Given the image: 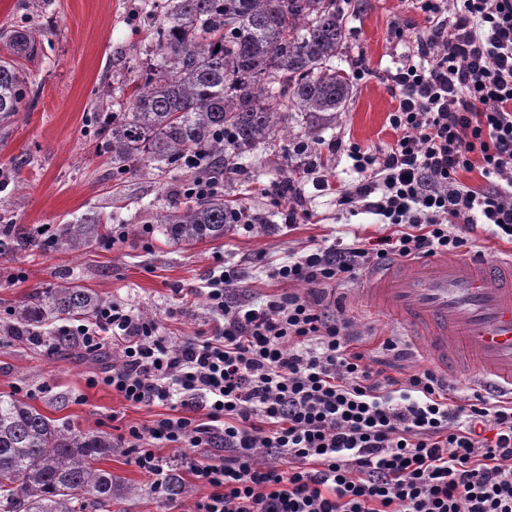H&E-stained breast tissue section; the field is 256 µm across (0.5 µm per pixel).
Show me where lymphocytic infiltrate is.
<instances>
[{
	"instance_id": "lymphocytic-infiltrate-1",
	"label": "lymphocytic infiltrate",
	"mask_w": 512,
	"mask_h": 512,
	"mask_svg": "<svg viewBox=\"0 0 512 512\" xmlns=\"http://www.w3.org/2000/svg\"><path fill=\"white\" fill-rule=\"evenodd\" d=\"M420 9L412 55L387 74L394 145L381 155L328 145L360 175L343 204L392 233L277 267L308 290L259 305L234 299L239 274L221 271L206 297L222 324L176 346L115 303L57 329L88 355L121 349L88 385L164 407L117 436L154 492L170 493L158 451L176 447L202 492L195 512H512V401L449 403L445 376L412 366L398 339L373 358L355 352L327 291L390 259L459 251L481 224L512 240V0H457L449 18L442 0ZM473 170L482 184L461 189L460 172Z\"/></svg>"
}]
</instances>
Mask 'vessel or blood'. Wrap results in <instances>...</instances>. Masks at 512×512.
<instances>
[{"label":"vessel or blood","instance_id":"obj_1","mask_svg":"<svg viewBox=\"0 0 512 512\" xmlns=\"http://www.w3.org/2000/svg\"><path fill=\"white\" fill-rule=\"evenodd\" d=\"M369 301L426 341L435 368L466 376L481 395H512V252L494 263L476 254L387 262Z\"/></svg>","mask_w":512,"mask_h":512}]
</instances>
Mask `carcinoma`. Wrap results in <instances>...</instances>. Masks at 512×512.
Instances as JSON below:
<instances>
[{"mask_svg": "<svg viewBox=\"0 0 512 512\" xmlns=\"http://www.w3.org/2000/svg\"><path fill=\"white\" fill-rule=\"evenodd\" d=\"M336 0H168L153 30L150 62L122 112L106 118L112 160L140 159L185 167L201 151L225 163L224 133L248 148L288 124L283 97L296 112H342L353 84L334 65L346 40ZM27 76L0 56V118L30 108ZM169 239H221L233 224L219 195L189 193L157 215ZM97 220L67 224L59 240L72 249L91 241ZM104 301L72 285L36 292L13 312V329L78 318ZM117 444L103 431L56 423L31 403L0 397V512H94L112 505L120 481L98 467Z\"/></svg>", "mask_w": 512, "mask_h": 512, "instance_id": "1", "label": "carcinoma"}]
</instances>
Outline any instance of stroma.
Here are the masks:
<instances>
[{"instance_id": "1", "label": "stroma", "mask_w": 512, "mask_h": 512, "mask_svg": "<svg viewBox=\"0 0 512 512\" xmlns=\"http://www.w3.org/2000/svg\"><path fill=\"white\" fill-rule=\"evenodd\" d=\"M165 0H0V54L15 34L32 37L38 57L23 61L38 91L33 107L0 121V225L33 236L39 225L58 234L62 225L87 214L102 218L89 245L43 252L40 244L0 256V396L27 399L61 423L111 432L113 426H148L158 408L134 406L111 390L88 387L98 363L74 347L48 353L52 325L38 328L41 343L11 335V311L37 291L76 284L104 301L149 316L169 343L212 329L205 290L220 267L237 269L240 292L252 301L276 292H303L304 283L279 280L276 266L303 252L353 238L389 234L378 216L341 205V194L358 179L347 153L331 154L340 139L382 154L395 136L389 115L398 105L386 79L389 68L411 47L423 16L413 0H337L347 16V38L336 66L353 72L363 60L368 73L336 116L293 113L289 129L244 152L227 149L218 191L226 204L244 207L264 224H236L224 238L192 245L173 242L157 212L191 188L188 172L155 162L130 168L112 162L102 121L118 110L131 91L141 62L153 48V24L164 18ZM403 36H395L396 27ZM317 163L328 180L318 190L307 169ZM294 182L307 216L283 224L267 189ZM122 233L115 244L107 236ZM369 273L329 289L338 317L353 323L365 348L388 338H408L407 328L374 311L364 290ZM127 493L111 512H193L199 497L184 486L173 501L150 488V481L121 451L101 463Z\"/></svg>"}]
</instances>
